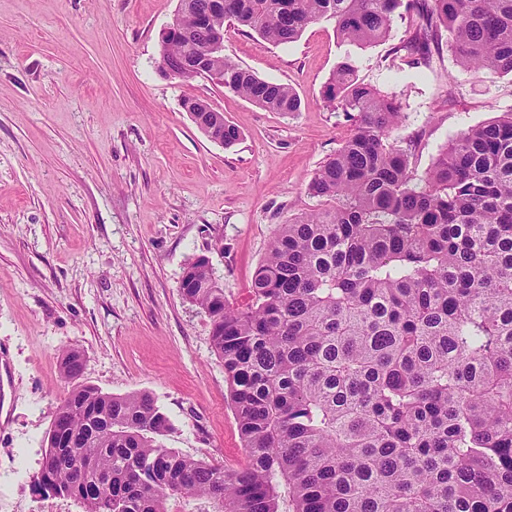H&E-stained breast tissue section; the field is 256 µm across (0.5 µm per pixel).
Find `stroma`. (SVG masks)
<instances>
[{
	"mask_svg": "<svg viewBox=\"0 0 512 512\" xmlns=\"http://www.w3.org/2000/svg\"><path fill=\"white\" fill-rule=\"evenodd\" d=\"M179 0H0V512H84L37 493L44 438L71 389L60 356L79 347L85 384L147 392L169 417L165 447L245 462L207 314L183 300L186 263L207 255L228 299L246 303L254 271L288 218L317 209L315 172L350 136L323 102L332 71L396 97L391 139L424 175L468 128L512 112V77L458 64L447 45L429 65L392 62L413 32L341 41L310 25L285 45L224 27V53L290 84L300 111L269 112L197 77L163 75L159 41ZM207 99L237 125L210 141L182 108Z\"/></svg>",
	"mask_w": 512,
	"mask_h": 512,
	"instance_id": "1",
	"label": "stroma"
}]
</instances>
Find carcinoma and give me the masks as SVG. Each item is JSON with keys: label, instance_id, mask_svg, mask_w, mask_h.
I'll list each match as a JSON object with an SVG mask.
<instances>
[{"label": "carcinoma", "instance_id": "1", "mask_svg": "<svg viewBox=\"0 0 512 512\" xmlns=\"http://www.w3.org/2000/svg\"><path fill=\"white\" fill-rule=\"evenodd\" d=\"M198 29L171 31L159 69H195L269 112H298L287 83L206 50L231 20L273 44L313 23L365 46L399 9L417 17L396 58L430 62L448 35L457 62L512 74V0H180ZM325 106L353 130L315 172L321 208L279 226L249 301L231 303L209 258L188 261L183 299L208 315L245 463L166 448V414L146 392L80 382L86 357L61 355L72 383L34 479L85 512H167L177 495L217 512H512V113L440 148L424 176L389 142L401 105L347 60ZM213 135L229 148L240 129ZM109 485L98 487L101 478Z\"/></svg>", "mask_w": 512, "mask_h": 512}]
</instances>
